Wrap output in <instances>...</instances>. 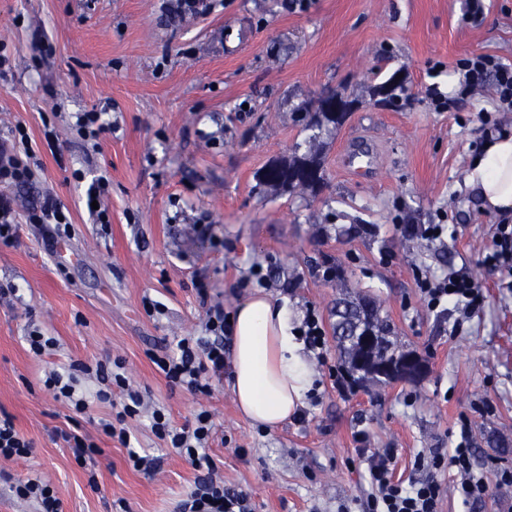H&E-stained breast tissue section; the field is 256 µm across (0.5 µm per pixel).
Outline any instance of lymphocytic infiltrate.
Listing matches in <instances>:
<instances>
[{
  "label": "lymphocytic infiltrate",
  "instance_id": "f902f5d3",
  "mask_svg": "<svg viewBox=\"0 0 512 512\" xmlns=\"http://www.w3.org/2000/svg\"><path fill=\"white\" fill-rule=\"evenodd\" d=\"M465 89L492 81L501 109L512 112V66L492 55H478L459 61ZM38 163L24 124H15L10 138L0 141V244L18 239L16 198L14 188L28 183ZM416 286L424 306L431 311L452 305L464 316L479 311L485 294L481 286L467 274L435 276L426 272L416 277ZM231 325L223 307L208 308L198 336L177 338L170 351L152 355L151 361L169 385L179 386L195 397L209 396L212 382L224 375L227 366L226 342ZM97 381L98 401L111 402L113 389H120V408L111 419L100 421L97 429L106 437L129 445L131 422L149 417L152 433L162 440L198 476L194 487L179 505V512H253L249 495L225 487L209 454L214 438L213 417L209 410L199 409L182 427L171 425L161 409H149L142 392L125 374L122 362L73 359L62 370H53L44 386L55 399L65 402L73 411L85 413L88 404L81 392L87 380ZM460 439L451 453L432 449L418 454L415 463L421 477L404 482L395 479L394 451L387 448L368 456V480L371 491L364 503V512H442L445 490L438 475L451 468L456 472L454 492L463 502L484 499L489 485L474 462L471 427L468 420L460 422Z\"/></svg>",
  "mask_w": 512,
  "mask_h": 512
}]
</instances>
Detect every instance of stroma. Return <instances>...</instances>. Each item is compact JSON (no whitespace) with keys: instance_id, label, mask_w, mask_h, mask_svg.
<instances>
[{"instance_id":"obj_1","label":"stroma","mask_w":512,"mask_h":512,"mask_svg":"<svg viewBox=\"0 0 512 512\" xmlns=\"http://www.w3.org/2000/svg\"><path fill=\"white\" fill-rule=\"evenodd\" d=\"M0 138L24 122L41 167L16 189L21 210L54 198L75 228L66 254L51 228L21 226L0 245V412L35 448L26 460H0V512H34L11 483L50 480L64 512H178L195 471L169 454L147 421L130 447L160 458L156 473L132 468L128 447L101 438L94 471L80 467L58 434L95 431L112 413L91 402L74 415L43 386L69 359H122L131 380L182 426L198 406L211 411L209 453L226 485L246 491L254 512H362L368 492L361 446L393 449L394 475L415 476L427 448L450 450L468 415L477 464L512 467V288L483 266L498 216L485 211L465 179L490 136L491 87L435 111L430 90L446 91L459 59L491 54L512 65V0H484L468 17L465 0H214L211 12L180 21L162 0H0ZM401 80L398 106L377 92ZM351 108L329 129L308 127L327 92ZM111 105V129L98 151L72 128L77 112ZM317 150L316 191L259 186L272 163ZM105 172L110 226L92 223L75 171ZM448 214L444 244L403 237L402 224ZM208 224L201 237L195 225ZM388 262H381V255ZM271 272L270 293L296 316L306 307L332 327L340 301H373L392 336L425 363L412 379L339 387L340 363L311 365L319 396L306 422L270 431L244 419L230 378L204 401L168 385L149 359L175 337L196 335L206 305L234 313L252 265ZM338 270L325 280L316 271ZM468 267L486 294L482 310L429 311L417 271ZM208 288L200 301L199 284ZM164 313L148 314L144 298ZM37 324L60 345L36 356L24 339ZM96 474L97 488L88 485ZM482 501L443 500V512H512V491Z\"/></svg>"}]
</instances>
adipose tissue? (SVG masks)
I'll use <instances>...</instances> for the list:
<instances>
[{
	"label": "adipose tissue",
	"mask_w": 512,
	"mask_h": 512,
	"mask_svg": "<svg viewBox=\"0 0 512 512\" xmlns=\"http://www.w3.org/2000/svg\"><path fill=\"white\" fill-rule=\"evenodd\" d=\"M487 211L512 215V135L489 140L466 176ZM232 392L240 412L274 429L303 405L311 373L293 326V313L255 291L232 317Z\"/></svg>",
	"instance_id": "ef3b65f1"
}]
</instances>
